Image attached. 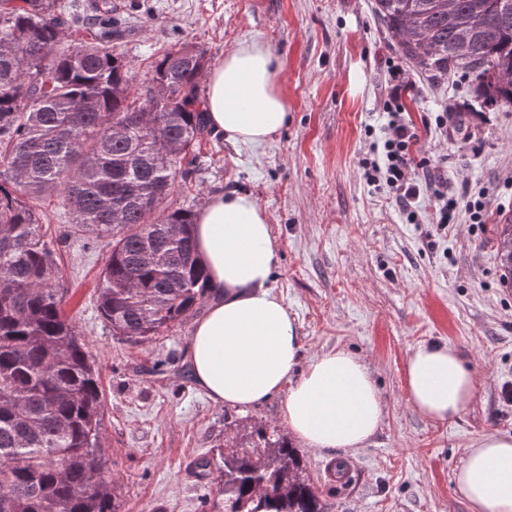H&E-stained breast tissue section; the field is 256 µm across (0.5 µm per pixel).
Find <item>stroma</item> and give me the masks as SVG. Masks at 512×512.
Returning <instances> with one entry per match:
<instances>
[{"mask_svg":"<svg viewBox=\"0 0 512 512\" xmlns=\"http://www.w3.org/2000/svg\"><path fill=\"white\" fill-rule=\"evenodd\" d=\"M59 2L79 17L110 4L124 29L117 49L140 75L185 43L214 65L244 43L269 49L285 124L258 144L212 132L169 203L197 210L212 194L250 195L280 252L271 287L296 320L303 356L342 349L370 365L384 400L378 432L351 453L301 451L329 512H471L455 486L467 448L487 432L512 435V288L500 282L495 237L512 215V106L485 103L464 71L435 79L409 70L410 119L448 115L447 129L421 132L417 147L447 174L458 202L443 231L431 197L421 196L411 224L392 194L361 175L369 134L384 122L389 65L404 60L372 0ZM484 188L493 200L475 224L467 203ZM35 206L70 287L64 309L100 374L101 448L119 512H206L220 449L237 425L279 426L280 396L245 411L214 403L186 357L191 323L143 345L113 335L96 293L107 239L77 231L58 197ZM425 342L455 346L476 378L471 404L453 420L409 405L406 360Z\"/></svg>","mask_w":512,"mask_h":512,"instance_id":"obj_1","label":"stroma"}]
</instances>
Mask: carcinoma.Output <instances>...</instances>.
Segmentation results:
<instances>
[{
    "instance_id": "1",
    "label": "carcinoma",
    "mask_w": 512,
    "mask_h": 512,
    "mask_svg": "<svg viewBox=\"0 0 512 512\" xmlns=\"http://www.w3.org/2000/svg\"><path fill=\"white\" fill-rule=\"evenodd\" d=\"M56 2L0 0V512H117L99 376L31 201L55 195L109 240L97 303L115 335L142 345L187 320L207 275L193 211L167 200L210 134L209 59L184 44L139 82L112 47V10L82 24ZM374 13L416 68L471 72L512 105V0H374ZM497 236L512 288V224ZM220 459L212 512H328L274 427L242 425Z\"/></svg>"
}]
</instances>
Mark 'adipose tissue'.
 I'll use <instances>...</instances> for the list:
<instances>
[{
	"mask_svg": "<svg viewBox=\"0 0 512 512\" xmlns=\"http://www.w3.org/2000/svg\"><path fill=\"white\" fill-rule=\"evenodd\" d=\"M276 83L277 64L262 44L228 52L206 77L210 126L234 142L269 139L287 117ZM193 231L210 293L187 349L196 385L213 402L239 410L281 396V421L302 447H364L383 421L380 392L355 354L301 357L295 319L270 286L279 250L265 211L250 195L214 194L197 212ZM405 378L412 408L434 421L459 416L476 390L460 352L446 343L412 349ZM455 482L472 512H512V435L476 438Z\"/></svg>",
	"mask_w": 512,
	"mask_h": 512,
	"instance_id": "adipose-tissue-1",
	"label": "adipose tissue"
}]
</instances>
